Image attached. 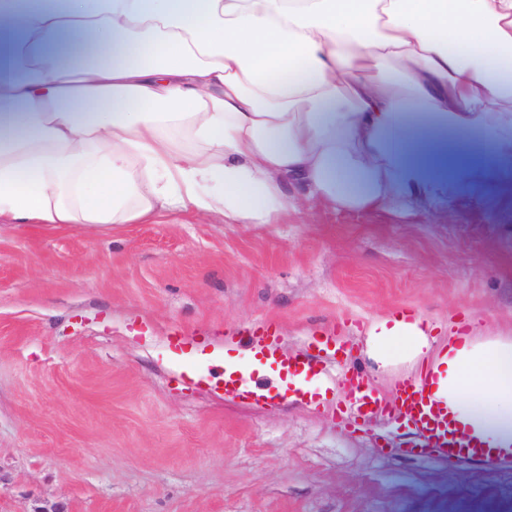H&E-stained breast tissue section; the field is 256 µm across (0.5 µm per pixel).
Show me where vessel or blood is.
I'll list each match as a JSON object with an SVG mask.
<instances>
[{"label": "vessel or blood", "mask_w": 512, "mask_h": 512, "mask_svg": "<svg viewBox=\"0 0 512 512\" xmlns=\"http://www.w3.org/2000/svg\"><path fill=\"white\" fill-rule=\"evenodd\" d=\"M253 349L266 359L277 357L278 338L270 328L248 334ZM347 405L365 421L396 409L416 433L415 445L430 449L448 459L489 456L490 450L479 440L459 431L448 414V407L435 394L434 376L430 366H423L414 375L403 378L391 397H384L359 370H351L346 379ZM224 395L231 400L260 401L249 377L234 371L224 377Z\"/></svg>", "instance_id": "vessel-or-blood-1"}]
</instances>
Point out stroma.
Listing matches in <instances>:
<instances>
[{
  "mask_svg": "<svg viewBox=\"0 0 512 512\" xmlns=\"http://www.w3.org/2000/svg\"><path fill=\"white\" fill-rule=\"evenodd\" d=\"M429 158L459 195L414 215L1 226L0 512H512L511 461L415 453L402 420L337 411L349 366L387 395L405 372L368 357L376 320L512 335V164ZM265 323L284 357L348 340L323 402L225 399L223 357L285 379L241 343Z\"/></svg>",
  "mask_w": 512,
  "mask_h": 512,
  "instance_id": "stroma-1",
  "label": "stroma"
}]
</instances>
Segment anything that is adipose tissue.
Wrapping results in <instances>:
<instances>
[{
    "label": "adipose tissue",
    "mask_w": 512,
    "mask_h": 512,
    "mask_svg": "<svg viewBox=\"0 0 512 512\" xmlns=\"http://www.w3.org/2000/svg\"><path fill=\"white\" fill-rule=\"evenodd\" d=\"M444 135L512 162V0H0L1 224L417 212L454 192L423 150ZM366 348L429 362L460 430L512 455V336L400 315Z\"/></svg>",
    "instance_id": "adipose-tissue-1"
}]
</instances>
